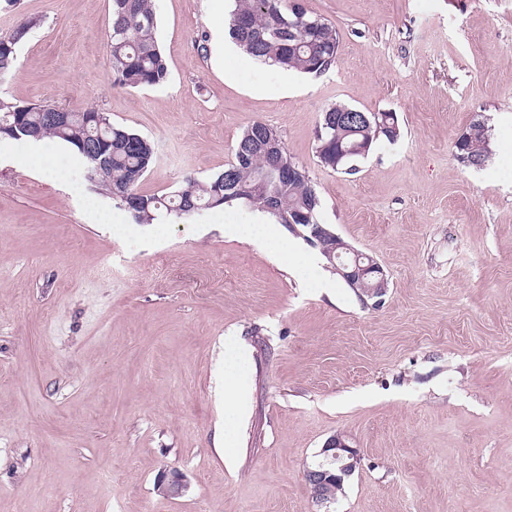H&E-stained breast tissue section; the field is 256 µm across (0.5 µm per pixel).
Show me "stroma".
I'll return each instance as SVG.
<instances>
[{"mask_svg": "<svg viewBox=\"0 0 512 512\" xmlns=\"http://www.w3.org/2000/svg\"><path fill=\"white\" fill-rule=\"evenodd\" d=\"M170 80L112 84V0H20L37 24L0 95L100 108L154 142L146 194L234 159L245 127L280 134L321 220L388 288L324 291L217 208L158 227L105 224L84 158L0 155V512H512V0H304L340 36L319 76L200 53L211 0H152ZM392 112L355 173L319 162L325 108ZM492 127L483 167L456 139ZM248 354L225 464L226 343ZM342 437L358 458L325 506L306 472ZM181 472L188 491L157 483Z\"/></svg>", "mask_w": 512, "mask_h": 512, "instance_id": "1", "label": "stroma"}]
</instances>
